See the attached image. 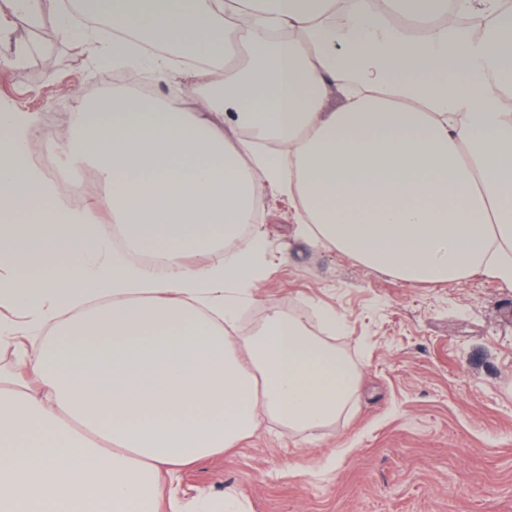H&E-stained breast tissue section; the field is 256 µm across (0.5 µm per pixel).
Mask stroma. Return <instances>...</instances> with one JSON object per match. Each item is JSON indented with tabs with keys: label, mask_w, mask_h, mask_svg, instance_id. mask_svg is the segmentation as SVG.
Here are the masks:
<instances>
[{
	"label": "stroma",
	"mask_w": 512,
	"mask_h": 512,
	"mask_svg": "<svg viewBox=\"0 0 512 512\" xmlns=\"http://www.w3.org/2000/svg\"><path fill=\"white\" fill-rule=\"evenodd\" d=\"M28 57L0 68V105L39 129L71 127L74 93L108 98L91 59L14 33ZM257 224L267 272L240 307L343 315L332 335L358 373L359 398L313 435L267 419L232 451L176 473L185 507L234 495L243 512H512V282L473 272L409 284L298 236L287 195L263 189Z\"/></svg>",
	"instance_id": "1"
}]
</instances>
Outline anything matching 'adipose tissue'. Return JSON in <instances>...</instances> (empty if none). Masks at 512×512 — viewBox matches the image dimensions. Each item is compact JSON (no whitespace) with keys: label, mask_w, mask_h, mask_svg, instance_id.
<instances>
[{"label":"adipose tissue","mask_w":512,"mask_h":512,"mask_svg":"<svg viewBox=\"0 0 512 512\" xmlns=\"http://www.w3.org/2000/svg\"><path fill=\"white\" fill-rule=\"evenodd\" d=\"M166 74L204 55L181 100L79 98L60 147L95 160L128 251L65 206L29 155L34 121L0 108V512H163L172 472L272 418L301 433L342 414L358 376L298 316L235 335L266 272L255 191L295 231L409 284L481 271L512 282V11L490 40L448 0H84ZM60 39L112 49L57 13ZM341 92L344 105L326 111ZM192 103L184 111L183 103ZM233 243L224 259L214 254ZM161 254V268L129 250Z\"/></svg>","instance_id":"adipose-tissue-1"}]
</instances>
